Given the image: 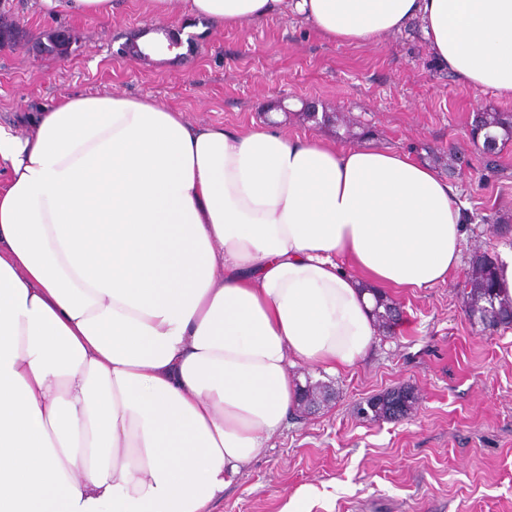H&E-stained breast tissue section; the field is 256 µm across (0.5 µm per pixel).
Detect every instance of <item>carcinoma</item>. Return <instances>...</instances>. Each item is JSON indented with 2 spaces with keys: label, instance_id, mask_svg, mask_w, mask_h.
Masks as SVG:
<instances>
[{
  "label": "carcinoma",
  "instance_id": "1",
  "mask_svg": "<svg viewBox=\"0 0 512 512\" xmlns=\"http://www.w3.org/2000/svg\"><path fill=\"white\" fill-rule=\"evenodd\" d=\"M37 51L45 56H58L66 52L64 46L55 33L49 32L46 40L37 45ZM480 128L482 129V153L490 158L499 150V145L512 140V115L504 113H485L482 115ZM466 297V312L473 316L482 330L489 328L506 327L512 325V301L503 300L497 293L496 262L487 253H476L470 258L468 277L463 289ZM383 299V303L374 304L373 315L378 330L387 333L395 324V307L384 299V295L375 290L373 298ZM402 400L396 408L377 407L371 402L373 419L400 420L411 414L416 405L414 390L410 387L400 388Z\"/></svg>",
  "mask_w": 512,
  "mask_h": 512
}]
</instances>
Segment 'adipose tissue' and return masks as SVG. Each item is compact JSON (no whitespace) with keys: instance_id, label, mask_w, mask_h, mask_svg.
<instances>
[{"instance_id":"1","label":"adipose tissue","mask_w":512,"mask_h":512,"mask_svg":"<svg viewBox=\"0 0 512 512\" xmlns=\"http://www.w3.org/2000/svg\"><path fill=\"white\" fill-rule=\"evenodd\" d=\"M288 13L365 44L418 24L442 69L512 97V0H146ZM0 126V512H208L299 404L291 365L361 361L372 290L458 269L439 172L372 144L232 133L116 93Z\"/></svg>"}]
</instances>
